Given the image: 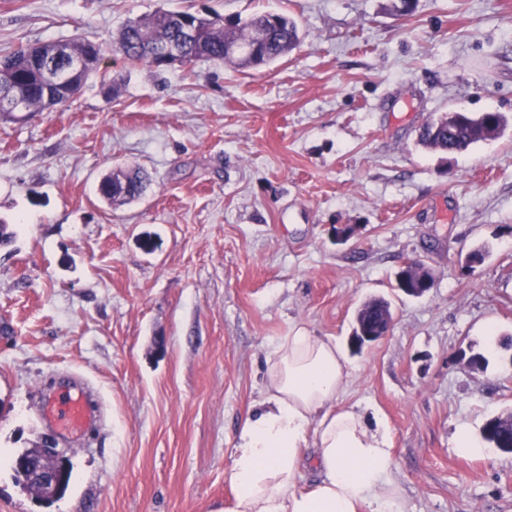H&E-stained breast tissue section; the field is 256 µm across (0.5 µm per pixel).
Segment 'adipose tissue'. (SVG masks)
I'll use <instances>...</instances> for the list:
<instances>
[{
  "label": "adipose tissue",
  "instance_id": "1",
  "mask_svg": "<svg viewBox=\"0 0 512 512\" xmlns=\"http://www.w3.org/2000/svg\"><path fill=\"white\" fill-rule=\"evenodd\" d=\"M348 372L332 338L302 324L278 338L224 472L232 496L214 512H405L385 421L338 404ZM309 461L318 477L304 486Z\"/></svg>",
  "mask_w": 512,
  "mask_h": 512
}]
</instances>
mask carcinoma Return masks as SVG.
I'll list each match as a JSON object with an SVG mask.
<instances>
[{"mask_svg":"<svg viewBox=\"0 0 512 512\" xmlns=\"http://www.w3.org/2000/svg\"><path fill=\"white\" fill-rule=\"evenodd\" d=\"M198 25L200 36L183 44L186 63L195 64L220 60L244 70L268 66L299 46L300 30L292 18L274 13L256 14L246 21L228 22L222 16H201L189 11L164 10L127 22L121 29L111 52L131 64L159 66L155 50L179 38L182 22ZM89 41L61 45L58 56L49 54V45L39 43L0 53V91L18 88L23 92V105L29 112H44L58 105L71 104L81 94L92 77L98 75L106 62V49L95 45L94 64L76 72L67 69L68 62L87 54ZM54 67L57 78H44V70ZM507 125L506 117L497 112L489 117L484 113L455 115L444 113L426 122L419 133V144L442 153H462L471 146L500 137ZM147 175L138 170L117 171L101 181L102 197L112 203H123L139 197L146 185ZM360 322L372 330L384 328L391 320L390 303L384 299L366 302L358 311ZM482 438L493 447L504 450L512 446V416L489 418L481 429ZM72 465H67L66 478L54 489L40 491L29 478L18 472L16 477L34 496L50 503L67 491Z\"/></svg>","mask_w":512,"mask_h":512,"instance_id":"1","label":"carcinoma"}]
</instances>
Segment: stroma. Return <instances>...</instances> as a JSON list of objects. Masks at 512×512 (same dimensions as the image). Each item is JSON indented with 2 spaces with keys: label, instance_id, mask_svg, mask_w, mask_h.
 <instances>
[{
  "label": "stroma",
  "instance_id": "obj_1",
  "mask_svg": "<svg viewBox=\"0 0 512 512\" xmlns=\"http://www.w3.org/2000/svg\"><path fill=\"white\" fill-rule=\"evenodd\" d=\"M399 5L0 0V52L109 43L161 8L302 32L270 66L118 58L69 106L0 113V512H212L275 340L300 323L349 342L373 298L392 326L350 354L340 402L384 418L406 512H512V453L455 447L512 413V127L460 154L417 143L443 112L512 117V0ZM119 167L150 182L111 205ZM414 259L421 298L393 287ZM74 386L98 411L77 435L43 411ZM49 438L72 474L44 503L12 460Z\"/></svg>",
  "mask_w": 512,
  "mask_h": 512
}]
</instances>
